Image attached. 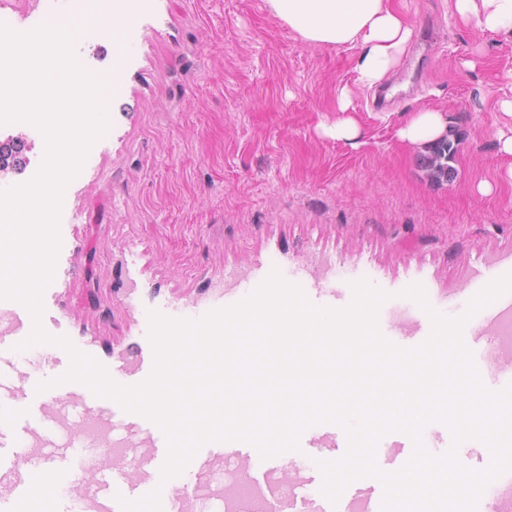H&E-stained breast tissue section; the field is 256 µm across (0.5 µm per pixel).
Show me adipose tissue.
Returning <instances> with one entry per match:
<instances>
[{
    "label": "adipose tissue",
    "mask_w": 512,
    "mask_h": 512,
    "mask_svg": "<svg viewBox=\"0 0 512 512\" xmlns=\"http://www.w3.org/2000/svg\"><path fill=\"white\" fill-rule=\"evenodd\" d=\"M270 14L311 47L358 49L355 70L360 84L371 87L395 68L413 29L395 0H266ZM456 19L484 33L512 37V0H453ZM443 112L421 108L398 131L411 149L444 137Z\"/></svg>",
    "instance_id": "1"
}]
</instances>
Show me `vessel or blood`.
I'll return each mask as SVG.
<instances>
[{"instance_id": "1", "label": "vessel or blood", "mask_w": 512, "mask_h": 512, "mask_svg": "<svg viewBox=\"0 0 512 512\" xmlns=\"http://www.w3.org/2000/svg\"><path fill=\"white\" fill-rule=\"evenodd\" d=\"M512 317V291L484 307L471 325L467 344L477 356L496 355L512 346L498 326ZM154 352L136 361L107 366L122 387L145 382ZM24 373L15 360L0 365V512H145L158 487L169 454L162 428L146 416L125 410L84 384L65 394L32 397L19 383ZM117 436L121 463L99 451V436ZM93 466L97 478L79 473ZM303 476L288 478L283 455L262 456L244 440H213L196 451L175 477V489L159 503L161 512H345V498L314 500L308 493L320 473L304 465Z\"/></svg>"}]
</instances>
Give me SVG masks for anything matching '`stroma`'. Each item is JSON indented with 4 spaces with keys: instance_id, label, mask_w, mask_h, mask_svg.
Masks as SVG:
<instances>
[{
    "instance_id": "obj_1",
    "label": "stroma",
    "mask_w": 512,
    "mask_h": 512,
    "mask_svg": "<svg viewBox=\"0 0 512 512\" xmlns=\"http://www.w3.org/2000/svg\"><path fill=\"white\" fill-rule=\"evenodd\" d=\"M398 4L414 34L384 78L397 100L377 112L354 49L305 46L264 0H151L108 100L111 132L68 186L71 221L23 335L41 325L106 364L145 348L150 312L195 317L223 302L229 273L252 267L319 308L348 307L349 284L367 282L388 296L381 329H409L389 305L414 285L441 296L438 314L469 307L468 270L512 254V156L499 151L512 116L496 108L512 95V39L462 27L448 0ZM344 90L363 129L354 144L327 132ZM421 106L441 109L458 143L438 183L397 138ZM11 138L25 164L0 187L31 179L42 152L30 127L0 131ZM322 256L336 261L333 281L311 265ZM422 434L434 455L491 463L486 443H454L443 422Z\"/></svg>"
}]
</instances>
